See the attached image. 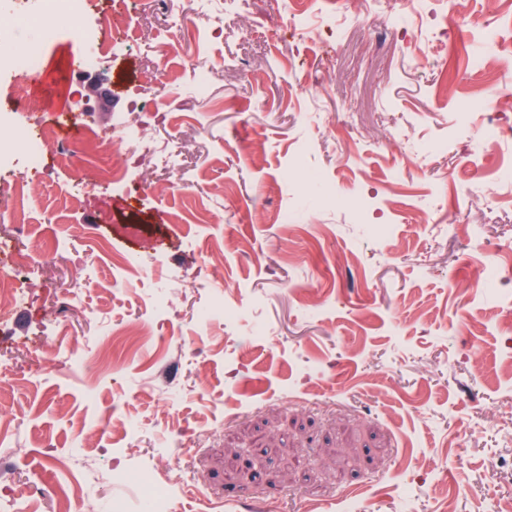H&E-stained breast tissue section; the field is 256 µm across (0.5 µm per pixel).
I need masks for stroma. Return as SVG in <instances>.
Returning a JSON list of instances; mask_svg holds the SVG:
<instances>
[{
    "label": "stroma",
    "instance_id": "obj_1",
    "mask_svg": "<svg viewBox=\"0 0 512 512\" xmlns=\"http://www.w3.org/2000/svg\"><path fill=\"white\" fill-rule=\"evenodd\" d=\"M285 2L229 0L213 36L191 11L176 31L155 0H127L102 84L72 75L76 34L46 48L32 93L72 101L101 137L81 165L125 154L138 103L180 153L168 170L141 151L124 185L95 189L49 153L25 207L0 196V241L36 255L22 319L0 318V493L62 487L72 512H98L175 476L168 512H512V276L483 277L488 253L512 266V141L481 136L484 88L512 86V0H338L345 23L317 41L287 28ZM200 53L223 63L202 93L185 74ZM315 171L335 202H311ZM174 176L189 189H153ZM126 204L157 238L116 219ZM221 240L246 247L210 267ZM75 278L78 308L58 293ZM207 302L239 314L197 327ZM141 320L151 335L113 355ZM115 468L139 482H107Z\"/></svg>",
    "mask_w": 512,
    "mask_h": 512
}]
</instances>
